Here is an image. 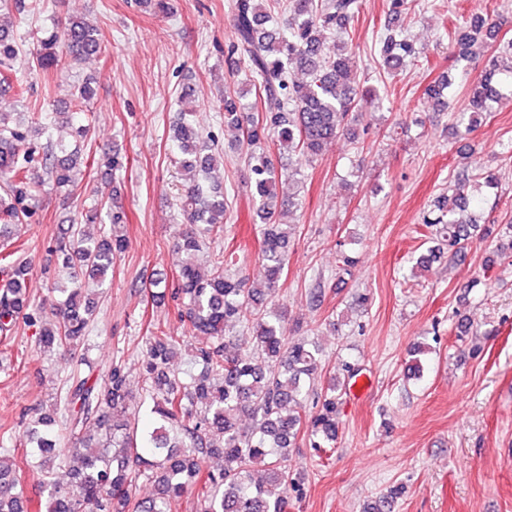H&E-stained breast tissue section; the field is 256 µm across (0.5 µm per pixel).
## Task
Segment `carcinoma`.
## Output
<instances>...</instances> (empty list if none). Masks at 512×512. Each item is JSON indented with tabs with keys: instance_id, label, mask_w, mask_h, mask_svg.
Here are the masks:
<instances>
[{
	"instance_id": "obj_1",
	"label": "carcinoma",
	"mask_w": 512,
	"mask_h": 512,
	"mask_svg": "<svg viewBox=\"0 0 512 512\" xmlns=\"http://www.w3.org/2000/svg\"><path fill=\"white\" fill-rule=\"evenodd\" d=\"M416 0H387L384 29L375 43V56L384 71L396 74L418 58L407 38L403 17ZM287 15L274 19L268 0H234L233 39L227 53L238 56L253 82L255 103L224 95V125L241 133L248 183L263 223L261 258L268 276L267 291L247 286L244 276L227 273L224 256V193L211 183L223 165V155L207 142L184 111L173 142L179 162L188 170L179 205L186 221L174 243L185 260L170 281H155L160 295L176 299L177 318L205 337L192 349L197 371L169 368L176 340L159 328L145 342L143 402L152 422L139 426L134 393L122 361L106 375L89 372L69 377L59 403L32 407L22 415V436L0 430V512H23L22 468L40 477L46 512H174L183 500L197 497L196 512H288V499L302 497L303 477L285 466L301 425L316 448H329L336 437L340 393L336 379L317 389L319 349L304 339L288 342L281 315L269 307L288 262L289 240L278 230L286 203H277L279 173L269 159V145L290 154L313 158L338 135L356 136L350 116L380 104V95L360 85L348 42L325 52L328 34L350 35L359 22V0H286ZM496 24L474 13L456 28L457 60L471 62L494 53L488 68L467 85V106L456 124L470 134L481 123L501 91L512 87V41L496 46ZM37 67L62 72L102 53L98 29L82 17L69 16L44 30L38 40ZM15 53V41L0 30V64ZM451 81L428 86L425 94L445 106L444 90ZM78 111L67 115L74 137L87 138L84 107L96 96V82L83 80L76 88ZM261 109L264 117L255 115ZM43 130V114L31 112L26 121L12 123L0 113V238L9 223L33 215L44 181L58 188L71 186L72 170L82 162L75 148L49 149L45 161L35 160L28 144ZM481 192L498 188L499 177L486 171L473 180ZM463 176L448 191L437 215L423 219L456 256L465 255L475 237L469 210L480 202L460 193ZM124 218L116 197L97 199L77 211L75 223L62 229L52 252L62 258L61 269L72 287L58 281L47 296L33 303L25 280L31 263L0 247V340L19 326L33 330L39 347L61 354L79 344L92 328L95 298L77 283L78 276L101 281L126 250V239L91 228ZM212 249L213 268L198 272L193 258ZM239 325L250 334L253 353L233 351L240 342L230 335ZM316 398L318 410L302 421L300 401ZM63 418L56 419L58 409ZM97 442L94 452H82ZM75 453L79 466L69 480L57 479V466ZM224 459L222 469L201 480L205 459ZM142 483L155 487L148 498L133 489Z\"/></svg>"
}]
</instances>
